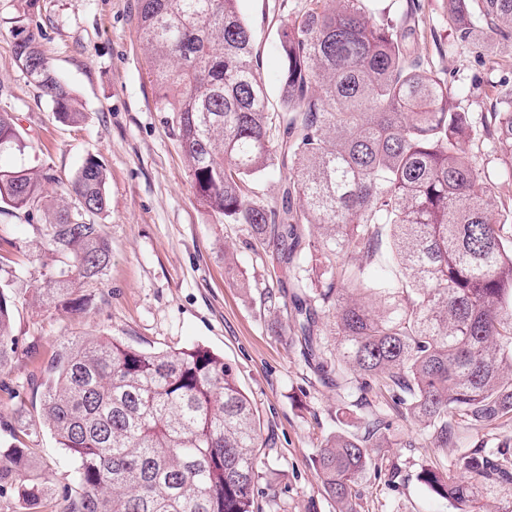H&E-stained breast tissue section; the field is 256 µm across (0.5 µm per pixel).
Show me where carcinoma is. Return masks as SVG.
Listing matches in <instances>:
<instances>
[{
  "instance_id": "obj_1",
  "label": "carcinoma",
  "mask_w": 512,
  "mask_h": 512,
  "mask_svg": "<svg viewBox=\"0 0 512 512\" xmlns=\"http://www.w3.org/2000/svg\"><path fill=\"white\" fill-rule=\"evenodd\" d=\"M239 0H138L159 109L172 114L197 199L229 224H246L294 288L290 332L361 399L384 396L434 445L458 441L456 417L478 430L512 418V221L471 147L480 135L459 110L448 79L415 45L413 15L393 19L375 0H307L279 27L281 111L268 95ZM456 43L491 39L489 62H512V0H442ZM28 82L64 120L78 122L68 85L30 31L15 47ZM485 134L509 163L512 80L490 86ZM23 148L12 115L0 113V153ZM276 171L281 197L250 184ZM49 173L0 169V213L22 210L46 239L53 270L32 296L74 314L92 304L112 250L93 216L106 208L107 174L90 155L50 196ZM388 248L395 277L373 281L356 255ZM320 252L315 287L301 275ZM21 295L0 285V372L17 356L13 310ZM334 314L326 357L319 321ZM40 413L72 463L59 512H257L261 422L224 357L195 345L147 351L120 340L73 336L58 346L38 386ZM356 431L330 434L316 466L336 512H359L354 487L391 422L381 413ZM0 442V502L40 512L48 496L19 435ZM422 481L457 512L512 484V450L474 448L448 473Z\"/></svg>"
}]
</instances>
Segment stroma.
Segmentation results:
<instances>
[{
	"instance_id": "35a3bbf8",
	"label": "stroma",
	"mask_w": 512,
	"mask_h": 512,
	"mask_svg": "<svg viewBox=\"0 0 512 512\" xmlns=\"http://www.w3.org/2000/svg\"><path fill=\"white\" fill-rule=\"evenodd\" d=\"M304 0H240L271 106H278L280 58L277 30ZM420 6L424 22L416 51L448 79L457 103L474 119L490 108L487 97L499 71L468 43L438 52L447 42L441 0H379L398 18ZM38 35L41 51L76 96L78 125L59 122L40 90L15 62L25 30ZM0 112L17 119L24 150L0 152V167L47 171L58 193L90 154L108 172L107 206L96 218L112 244V261L83 315L37 303L20 304L13 320L20 352L0 373V438L18 420L38 417L34 386L61 342L73 336L117 338L138 349L162 351L197 344L223 356L261 419L268 446L258 483V512H335L323 492L315 459L326 436L343 418L378 409L359 393L340 397L321 382L301 346L267 330L283 304L264 306L260 293L281 270L252 245L244 224L225 223L198 202L186 164L160 111L157 88L139 39L136 0H0ZM232 244L236 266L224 260ZM45 244L24 213L0 214V278L15 270L11 286L34 287L46 273ZM54 488L66 482L70 461L50 432L24 438ZM512 446V419L473 431L460 426L456 444L438 448L418 427L394 418L390 445L374 449L355 487L359 512H454L420 480L422 470L447 471L463 449Z\"/></svg>"
}]
</instances>
